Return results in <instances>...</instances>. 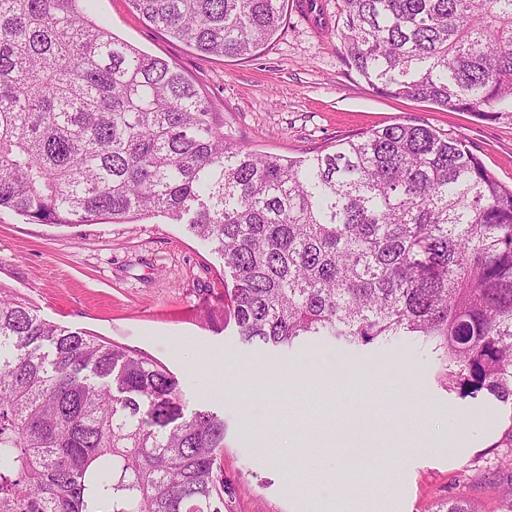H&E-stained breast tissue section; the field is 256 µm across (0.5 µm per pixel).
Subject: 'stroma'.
<instances>
[{
	"mask_svg": "<svg viewBox=\"0 0 512 512\" xmlns=\"http://www.w3.org/2000/svg\"><path fill=\"white\" fill-rule=\"evenodd\" d=\"M287 0L288 22L246 60L204 56L146 25L128 0H93L109 32L167 59L224 114L250 149L302 157L351 134L396 122L452 131L512 186V104L480 116L375 93L347 70L341 44ZM0 288L36 314L152 358L179 380L188 409L227 425L221 454L232 512H328L353 496L358 512H439L448 498L505 512L512 482V406L448 390L441 363L404 340L408 373L345 370L388 359L393 345L332 340L290 350L242 345L224 320L223 263L182 226L161 218L76 227L30 224L0 212ZM468 423L464 439L449 415ZM252 416L242 431L240 419ZM345 466L313 469L315 455Z\"/></svg>",
	"mask_w": 512,
	"mask_h": 512,
	"instance_id": "35a3bbf8",
	"label": "stroma"
}]
</instances>
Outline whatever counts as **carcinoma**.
I'll return each mask as SVG.
<instances>
[{
  "label": "carcinoma",
  "mask_w": 512,
  "mask_h": 512,
  "mask_svg": "<svg viewBox=\"0 0 512 512\" xmlns=\"http://www.w3.org/2000/svg\"><path fill=\"white\" fill-rule=\"evenodd\" d=\"M89 2L0 0V211L163 217L223 259L242 343L415 336L448 389L512 403V187L468 145L397 122L303 159L253 151ZM128 2L202 55L247 59L286 25L285 0ZM331 34L377 93L512 102V0H342ZM225 434L161 364L0 289V512H226Z\"/></svg>",
  "instance_id": "1"
}]
</instances>
